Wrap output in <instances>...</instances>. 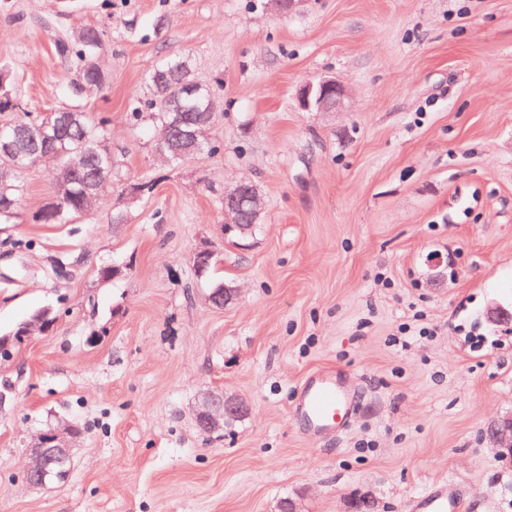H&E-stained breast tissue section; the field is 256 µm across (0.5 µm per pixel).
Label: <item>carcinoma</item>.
<instances>
[{
  "instance_id": "obj_1",
  "label": "carcinoma",
  "mask_w": 512,
  "mask_h": 512,
  "mask_svg": "<svg viewBox=\"0 0 512 512\" xmlns=\"http://www.w3.org/2000/svg\"><path fill=\"white\" fill-rule=\"evenodd\" d=\"M102 41L103 33L99 30L80 27L60 35L54 43L56 55L76 69L78 78L74 85L86 93L101 91L107 84V75L97 63ZM182 60V55L171 54L148 70L146 80L152 96L131 104L129 120L133 124L149 123L161 128L172 125L174 130L182 131L203 120V128H211L221 112L219 99L211 88L202 89L200 100L181 98L164 106V100L175 97L181 85L191 79L181 66ZM18 111L20 105L8 87L5 67L0 65V144L12 141L20 152H42L52 159L74 152L84 153L81 167L72 176L69 195L62 200L45 201L33 214V220L38 224H66L87 211L83 189L98 181L110 138L108 119L101 115L92 116L78 106L58 109L56 113L63 114V119L47 138L41 132L44 115L26 112L18 118L14 116ZM25 193L24 172L0 180V224L15 223ZM234 207L239 226L228 233L227 241L239 245L256 234L258 222L249 197L241 196Z\"/></svg>"
}]
</instances>
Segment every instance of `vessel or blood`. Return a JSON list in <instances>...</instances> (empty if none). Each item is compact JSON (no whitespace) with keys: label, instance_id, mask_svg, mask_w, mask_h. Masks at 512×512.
<instances>
[{"label":"vessel or blood","instance_id":"1","mask_svg":"<svg viewBox=\"0 0 512 512\" xmlns=\"http://www.w3.org/2000/svg\"><path fill=\"white\" fill-rule=\"evenodd\" d=\"M352 404L346 380L334 371L308 378L299 389L296 417L311 430L327 433L340 426ZM411 512H460V495L454 485L442 484L410 503Z\"/></svg>","mask_w":512,"mask_h":512}]
</instances>
